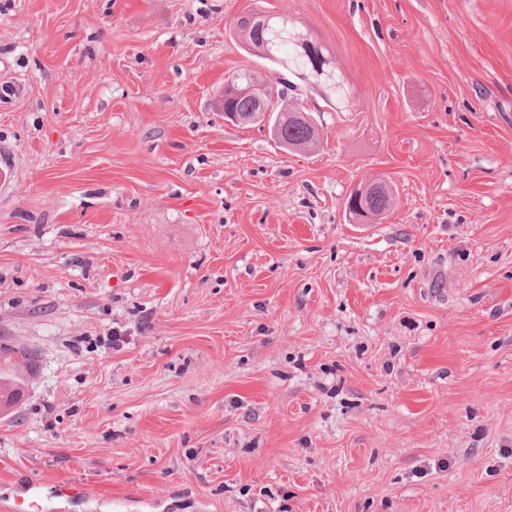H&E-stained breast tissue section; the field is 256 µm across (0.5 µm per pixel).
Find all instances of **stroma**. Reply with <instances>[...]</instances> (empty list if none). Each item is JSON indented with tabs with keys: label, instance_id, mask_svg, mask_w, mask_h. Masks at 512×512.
<instances>
[{
	"label": "stroma",
	"instance_id": "1",
	"mask_svg": "<svg viewBox=\"0 0 512 512\" xmlns=\"http://www.w3.org/2000/svg\"><path fill=\"white\" fill-rule=\"evenodd\" d=\"M251 2L0 0V512H512V0H268L311 157L216 108ZM259 6L271 13L270 22L269 13L259 8L242 13L234 22L233 30L242 37L244 47L269 58L275 56L277 61L274 66L279 71H285L303 83L305 82L302 80L318 82L327 95L325 102L337 112L348 108L351 103V88L348 81L336 66V62L334 65L325 61L303 42L304 39L298 38L300 33H307L302 23L288 14L269 10L263 5ZM255 28L265 29L248 36L249 40L254 43H257L256 40L264 41L274 56L264 48L258 49L245 39L248 31ZM387 193V182L383 180H369L360 182L352 187L350 193L347 197L348 200L358 199L360 201V206L355 208V212L348 210L349 217L352 219L353 223L356 224H373L378 219L379 216L374 215L369 206L372 198L379 194ZM397 189L394 187L393 194H389L384 197L382 201H380L379 208H384L386 210H392L395 204L397 203Z\"/></svg>",
	"mask_w": 512,
	"mask_h": 512
}]
</instances>
